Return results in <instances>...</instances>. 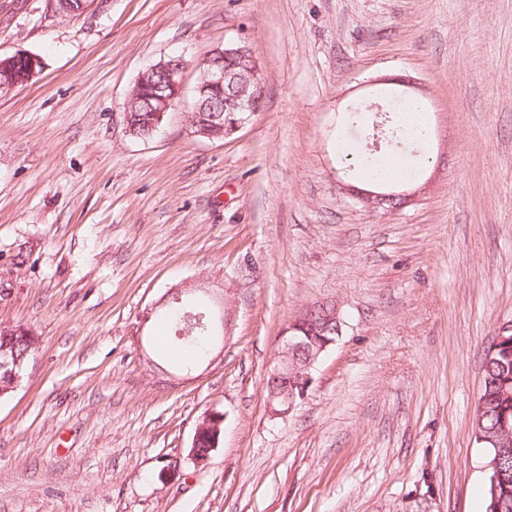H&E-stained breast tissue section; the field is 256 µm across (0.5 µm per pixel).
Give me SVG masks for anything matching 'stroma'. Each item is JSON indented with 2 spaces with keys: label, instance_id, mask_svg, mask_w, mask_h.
I'll use <instances>...</instances> for the list:
<instances>
[{
  "label": "stroma",
  "instance_id": "35a3bbf8",
  "mask_svg": "<svg viewBox=\"0 0 512 512\" xmlns=\"http://www.w3.org/2000/svg\"><path fill=\"white\" fill-rule=\"evenodd\" d=\"M229 42L263 105L193 135L199 65ZM41 73L0 97V324L38 338L0 399V512H484L472 434L485 353L512 321V0H108L0 11V55ZM187 63L182 102L139 139V75ZM422 84L430 137L403 145L417 200L345 194L379 77ZM224 292L221 360L162 367L151 306ZM333 300L345 326L305 396L272 414L284 324ZM218 446L189 454L208 413Z\"/></svg>",
  "mask_w": 512,
  "mask_h": 512
}]
</instances>
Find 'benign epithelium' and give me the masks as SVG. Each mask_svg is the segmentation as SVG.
I'll list each match as a JSON object with an SVG mask.
<instances>
[{
  "label": "benign epithelium",
  "mask_w": 512,
  "mask_h": 512,
  "mask_svg": "<svg viewBox=\"0 0 512 512\" xmlns=\"http://www.w3.org/2000/svg\"><path fill=\"white\" fill-rule=\"evenodd\" d=\"M232 58L235 66L229 69L214 60L217 55ZM29 60L28 73L36 74L38 57L26 51H18L14 58L0 62V96L7 95L21 85L14 70V63L19 59ZM203 83L195 91L210 101L222 102L219 111L229 112L233 121L228 125V134H233L248 115L255 112L256 91L261 89V70L252 50L245 45L228 44L224 51H215L204 62ZM185 60L171 57L151 66L139 77L140 96L137 101L141 108L133 106L131 101L124 103V112H152L153 124H158L166 112L173 109L180 101L184 90ZM238 86L236 93L225 97V89ZM341 190L359 199L369 209L394 211L412 204L416 192L401 190L395 186L378 191L366 190L352 184H344ZM202 294L211 299L215 308L216 322L222 336L213 341V346L224 340L228 333V319L224 315V296H211V290L203 284L186 285L184 283L167 291L155 303L163 308L174 300L182 302L189 295ZM329 301L313 303L290 318L282 330L280 346L274 360L269 365L264 381L265 401L268 408L276 414H286L296 400L303 397L311 382V372L321 356L336 343L337 338L314 335L309 331L312 315L316 310L325 309ZM10 346L0 347V395L13 391L19 384L24 370L22 359L9 352Z\"/></svg>",
  "instance_id": "obj_1"
}]
</instances>
